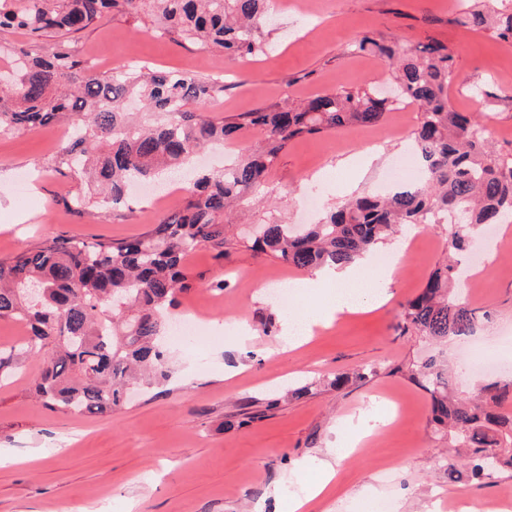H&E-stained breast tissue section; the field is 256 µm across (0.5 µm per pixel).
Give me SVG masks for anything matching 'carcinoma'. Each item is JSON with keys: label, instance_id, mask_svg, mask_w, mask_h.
<instances>
[{"label": "carcinoma", "instance_id": "carcinoma-1", "mask_svg": "<svg viewBox=\"0 0 512 512\" xmlns=\"http://www.w3.org/2000/svg\"><path fill=\"white\" fill-rule=\"evenodd\" d=\"M269 0H0V28L24 31L33 42L58 38L56 50L34 54L0 45L10 70L0 78V129L36 130L72 118V142L61 148L54 171L91 179L114 206L126 204L128 186L185 168L208 145L234 141L247 129L264 140L243 149L224 171L200 173L184 187L185 202L144 236L123 240L56 236L9 259H0V319L21 323L19 345L0 352V382L10 379L20 357L32 352L46 368L26 392L51 410L73 415L107 414L124 404L131 385L149 374L168 380L163 336L167 318L189 289L185 261L203 246L246 248L301 270L348 265L376 250L400 228L450 219L448 256L423 289L408 300L403 328L419 336H466L476 310L455 292L460 280L451 253L469 248L473 229L512 222V156L489 146L483 124L452 107L448 88L457 77L448 46L431 42L412 50L397 41L365 35L356 54H374L392 68L396 93L341 87L299 103L244 112L213 121L186 109L208 106L223 91L179 70L145 74L122 66L94 72L75 54L71 40L111 14L145 13L172 37L224 53L234 66L267 53L261 29ZM460 23L512 40V8L473 0ZM137 97L154 121L142 125L126 111ZM396 100L418 106L414 153L424 183L386 197L363 195L315 224H257L240 239L225 236L231 208L265 192L267 175L293 139L346 125L380 122ZM42 291L38 303L26 289ZM412 378L431 396L429 425L454 433L470 455L467 481L481 483L512 469V383L489 388L486 403L454 396L450 376L431 360Z\"/></svg>", "mask_w": 512, "mask_h": 512}]
</instances>
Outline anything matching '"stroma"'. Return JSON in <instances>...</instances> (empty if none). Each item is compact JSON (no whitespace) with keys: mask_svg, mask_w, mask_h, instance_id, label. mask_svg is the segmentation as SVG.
<instances>
[{"mask_svg":"<svg viewBox=\"0 0 512 512\" xmlns=\"http://www.w3.org/2000/svg\"><path fill=\"white\" fill-rule=\"evenodd\" d=\"M460 14L457 0H272L263 29L268 54L231 70L218 50L173 41L146 17H108L73 48L102 72L138 63L221 84L203 112L220 121L340 87L387 84L391 70L382 59L352 52L363 35L409 48L438 41L448 45L459 71L448 89L453 107L491 123L496 148L510 153L512 45L462 26ZM417 117L416 105L407 102L378 125L291 141L270 172L269 194L246 200L229 216L232 232L272 219L310 224L352 195L391 187L395 161L411 153ZM68 135L63 124L0 130V258L59 235L139 237L183 202L175 182L161 204L134 191L128 204L106 205L87 181L52 169ZM373 144L383 152L368 164L363 151ZM341 154L351 157L350 167L337 168ZM79 196L85 199L80 210L74 207ZM395 244L409 252L389 300L317 329L294 350L282 324L320 298L298 289L287 302H273L267 276L297 282L305 271L243 249L225 256L198 249L187 259L191 287L177 312L199 305L211 319L208 339L169 337L170 378L133 388L106 415L53 413L27 398L41 368L39 356L27 358L0 384V456L12 460L0 467V512H289L292 486L308 490L325 461L336 471L335 488L307 512H366L383 497L395 512H440L457 498L473 505L512 497V470L479 487L449 480L448 438L431 430L430 397L409 373L432 356L459 368L462 340L436 343L400 329L404 304L448 246V227L408 229ZM219 279L224 289H216ZM460 292L472 308L492 315L480 321L479 339L496 342L512 327V227L498 230L492 251ZM359 369L364 379L329 387L335 374ZM308 384L316 385L314 395L288 397V390ZM372 413L394 422L367 436L352 427Z\"/></svg>","mask_w":512,"mask_h":512,"instance_id":"stroma-1","label":"stroma"}]
</instances>
